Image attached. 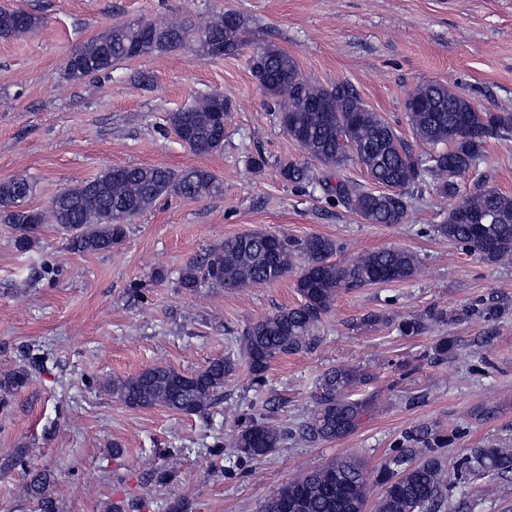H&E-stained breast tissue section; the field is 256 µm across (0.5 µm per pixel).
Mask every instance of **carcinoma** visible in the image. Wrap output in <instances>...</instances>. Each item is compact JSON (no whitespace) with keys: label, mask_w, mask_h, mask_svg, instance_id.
<instances>
[{"label":"carcinoma","mask_w":512,"mask_h":512,"mask_svg":"<svg viewBox=\"0 0 512 512\" xmlns=\"http://www.w3.org/2000/svg\"><path fill=\"white\" fill-rule=\"evenodd\" d=\"M41 18L23 9L0 10V38L37 30ZM242 25L220 18L199 32L181 22L158 27L152 23L112 27L76 48L66 61L67 78L82 82L112 71V65L166 48L199 40L206 52L216 43L224 54L240 49ZM250 68L279 112L280 123L311 161L330 173L355 159L381 191L364 189L348 180L333 183L330 176L315 177L307 166L285 163L282 178L293 184L320 186L336 205L369 224H403L411 209L408 189L434 179L443 198L459 197L458 178L484 157V146L494 137L512 133V112L482 110L448 85L429 81L418 85L405 100L413 132L430 152L417 155L413 147L377 113L369 110L359 93L347 83L324 87L306 81L298 64L275 46L263 47L250 59ZM232 111L228 100L214 95L169 118L174 136L191 151L209 154L224 147L220 113ZM216 174L203 168L175 172L164 166H117L90 181L57 194L46 211L29 207L25 199L32 186L24 178L0 182V219L8 224L11 243L25 253L37 242L39 228L57 225L66 236V249L74 254L110 252L120 245L131 218L170 195L198 200L221 192ZM436 236L478 255L488 263L512 262V196L494 187L478 185L448 209L443 223L433 226ZM335 241L324 237L292 240L271 231L227 237L219 246L187 263L179 272V286L194 291L243 288L274 282L296 271L295 288L301 301L257 319L242 336L240 358H217L204 368L184 373L155 364L137 375L113 380L107 388L132 409L165 408L179 414L213 419L224 403V383L244 363L255 390L267 383V372L279 356L300 352L311 345L313 333L344 288L402 282L419 268L417 257L398 247L367 252L349 262H335ZM453 321L443 310H429L398 318L370 314L362 325H386L401 336H419L433 324ZM456 343L444 336L434 347L436 358L454 355ZM46 357L26 358L0 377V403L24 388L33 373L45 369ZM360 375L331 367L319 379L315 408L297 428L290 429L260 414H242L229 447L239 459L261 460L290 437L308 442H333L347 437L360 425L369 402L351 398ZM455 433L422 424L405 432L396 454L379 468L382 488L377 512H440L442 487L450 463L438 449L453 443ZM488 476L512 474V448H472L456 465V472ZM369 475L364 459L356 454L331 458L281 486L260 505L259 512H366ZM47 477L38 476L30 489L37 512H58L46 494Z\"/></svg>","instance_id":"carcinoma-1"}]
</instances>
